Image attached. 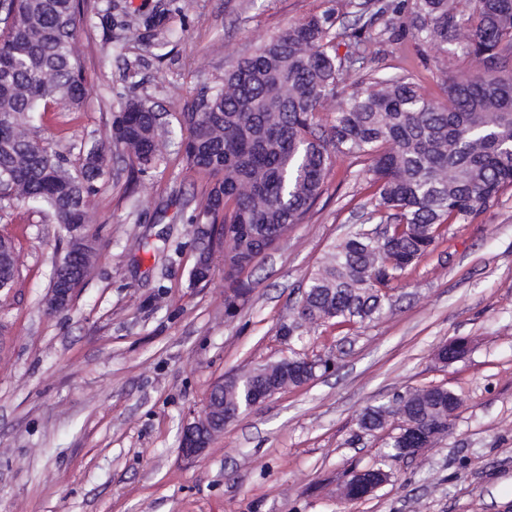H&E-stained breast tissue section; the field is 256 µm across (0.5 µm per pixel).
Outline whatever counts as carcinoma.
Masks as SVG:
<instances>
[{
	"mask_svg": "<svg viewBox=\"0 0 512 512\" xmlns=\"http://www.w3.org/2000/svg\"><path fill=\"white\" fill-rule=\"evenodd\" d=\"M86 0H0L12 24L0 33V182L7 200L48 214L67 238L87 232L91 197L112 150L143 173L162 157L153 106L121 105L104 136L71 168L32 135L37 114L53 105L75 112L88 94L80 23ZM405 13V32L440 55L478 63L428 100L409 75L386 76L371 51L370 29L383 15ZM363 24L324 12L288 26L224 73L216 92H197L182 113L180 147L206 181L197 224L224 226L227 309L243 305L252 283L245 267L277 246L324 192L337 160L363 164L374 187L369 219L378 238L357 230L332 247L308 279L305 310L314 323L351 326L380 316L404 272L436 244L440 229L473 219L512 187V0H364ZM346 47L340 53V47ZM366 73L352 91L344 82ZM16 257L0 252V281L12 282ZM446 388L421 389L397 407L422 427L433 413L458 406ZM394 413L365 409L370 429Z\"/></svg>",
	"mask_w": 512,
	"mask_h": 512,
	"instance_id": "cac0c4a2",
	"label": "carcinoma"
}]
</instances>
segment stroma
<instances>
[{
    "instance_id": "stroma-1",
    "label": "stroma",
    "mask_w": 512,
    "mask_h": 512,
    "mask_svg": "<svg viewBox=\"0 0 512 512\" xmlns=\"http://www.w3.org/2000/svg\"><path fill=\"white\" fill-rule=\"evenodd\" d=\"M361 0H88L79 48L89 85L81 111L42 114V145L78 163L134 98L163 112L165 159L132 174L119 152L92 199L97 255L70 308L47 311L51 269L66 249L58 224L0 205V234L20 254L0 289V512H512V190L478 217L444 226L409 267L382 318L280 329L309 276L372 209L363 167L338 162L325 191L287 239L258 260L249 301L224 309V273L194 285L208 240L193 219L204 179L174 144L181 113L231 64L313 14H356ZM377 21L381 65L443 96L448 71L412 39L394 44ZM462 359L440 362L451 339ZM288 357L330 360L224 426L198 457L182 428L225 376ZM440 386L461 400L447 436L413 459L386 457L402 420L358 425L365 408ZM384 463L389 481L359 500L346 473Z\"/></svg>"
}]
</instances>
